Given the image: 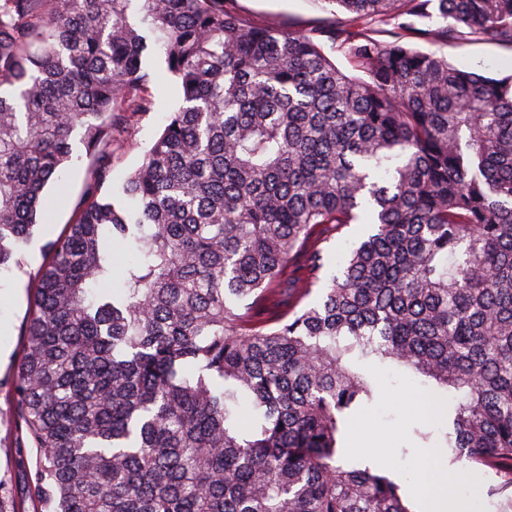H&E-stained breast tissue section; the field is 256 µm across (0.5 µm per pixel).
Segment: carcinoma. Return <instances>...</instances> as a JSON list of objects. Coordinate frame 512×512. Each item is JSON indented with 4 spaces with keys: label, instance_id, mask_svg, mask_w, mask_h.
Masks as SVG:
<instances>
[{
    "label": "carcinoma",
    "instance_id": "1",
    "mask_svg": "<svg viewBox=\"0 0 512 512\" xmlns=\"http://www.w3.org/2000/svg\"><path fill=\"white\" fill-rule=\"evenodd\" d=\"M234 2L0 0V274L90 160L11 392L40 512H415L339 463L370 359L458 393L414 434L512 512V74L411 43L512 48V0H324L304 32ZM151 43L179 105L114 185Z\"/></svg>",
    "mask_w": 512,
    "mask_h": 512
}]
</instances>
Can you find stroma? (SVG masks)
Instances as JSON below:
<instances>
[{"label": "stroma", "mask_w": 512, "mask_h": 512, "mask_svg": "<svg viewBox=\"0 0 512 512\" xmlns=\"http://www.w3.org/2000/svg\"><path fill=\"white\" fill-rule=\"evenodd\" d=\"M243 14L280 24L289 30L308 28L322 20L325 13L320 0H236ZM448 60L455 66L491 77L512 73V50L484 43H460L447 48ZM159 72L155 85L156 105L142 117L115 176L135 168L143 152L160 132L167 112L178 104L176 86L164 73L161 59H154ZM86 185V169L73 170L62 187L54 189L56 198L51 224L42 229L26 250L20 267L14 268L0 280V496L11 501L15 512H37L30 475L35 468L36 455L24 430L15 422L11 398L12 383L25 338L24 326L29 312V284L43 263L44 245L54 239L66 224L82 198ZM378 396L374 404L348 418L339 454L356 467H370L400 483L416 512H497V498L489 489L497 482L493 474L485 473L462 461L443 466L433 459L428 476L413 468L420 450L412 439L415 418L410 411L413 402L424 399L426 388L410 380L392 367L373 368ZM383 455H375V448ZM460 486L461 494L446 496L444 483Z\"/></svg>", "instance_id": "stroma-1"}]
</instances>
